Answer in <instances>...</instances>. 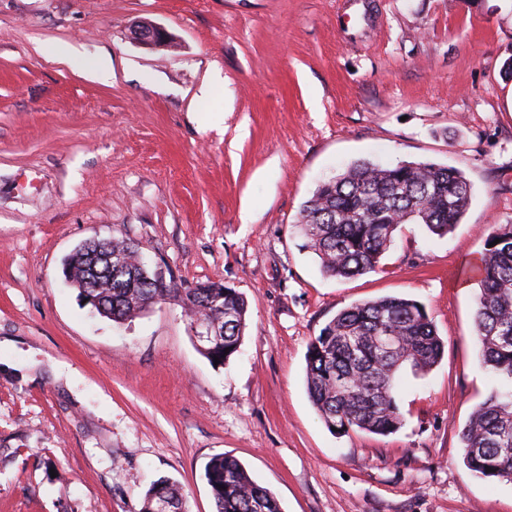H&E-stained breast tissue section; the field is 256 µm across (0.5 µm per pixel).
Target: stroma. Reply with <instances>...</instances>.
Masks as SVG:
<instances>
[{"label": "stroma", "mask_w": 512, "mask_h": 512, "mask_svg": "<svg viewBox=\"0 0 512 512\" xmlns=\"http://www.w3.org/2000/svg\"><path fill=\"white\" fill-rule=\"evenodd\" d=\"M139 23L174 46L135 44ZM510 57L512 0H0V512H142L164 479L214 512L224 453L282 512H512V481L473 476L460 443L496 385L466 269L512 222ZM360 159L455 167L473 198L452 233L407 225L376 271L329 278L295 226ZM92 238L242 293L239 353L206 359L174 298L92 312L62 283ZM390 295L424 306L444 356L402 372L396 433H332L308 345Z\"/></svg>", "instance_id": "stroma-1"}]
</instances>
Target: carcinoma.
I'll return each instance as SVG.
<instances>
[{"label":"carcinoma","instance_id":"carcinoma-1","mask_svg":"<svg viewBox=\"0 0 512 512\" xmlns=\"http://www.w3.org/2000/svg\"><path fill=\"white\" fill-rule=\"evenodd\" d=\"M471 200V183L454 167L358 161L318 186L301 209L298 228L324 274L350 279L374 271L407 224H420L437 236L452 232ZM69 270L83 285L80 297L116 324L142 315L148 300L173 297L190 324L201 318L214 324L217 336L201 350L209 361L217 357L222 365L239 351L247 302L222 283L161 288L124 239L90 242L71 257ZM478 277L479 357L501 386L491 390L464 427V461L480 479L512 481V224L494 225ZM443 353L444 342L420 303L382 297L352 304L309 343L307 393L329 429L392 434L403 425L397 402L401 371L426 373ZM205 478L215 512H281L273 494L233 456L212 457ZM161 501L172 512H187V493L174 482L162 480L151 488L143 512H155Z\"/></svg>","mask_w":512,"mask_h":512}]
</instances>
